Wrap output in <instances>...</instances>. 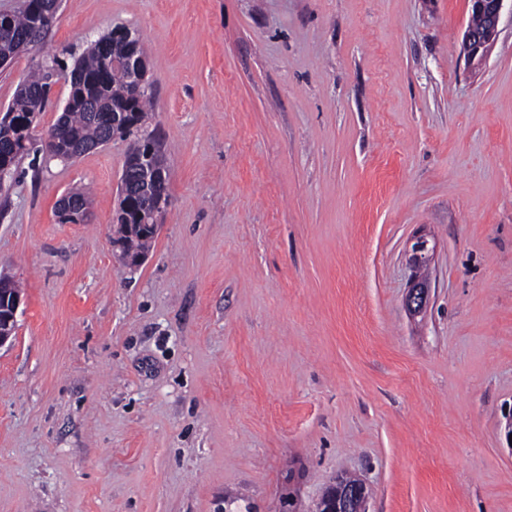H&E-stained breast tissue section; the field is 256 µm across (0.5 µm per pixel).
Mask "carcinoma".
<instances>
[{
  "instance_id": "obj_1",
  "label": "carcinoma",
  "mask_w": 512,
  "mask_h": 512,
  "mask_svg": "<svg viewBox=\"0 0 512 512\" xmlns=\"http://www.w3.org/2000/svg\"><path fill=\"white\" fill-rule=\"evenodd\" d=\"M55 22L52 11L42 16V24L35 26L23 7L12 12L8 29L0 27V54L14 59L19 53L37 46ZM127 44L120 37L107 34V44L90 47L76 62L82 73L77 81H70V111L59 115L48 133L37 139L29 134L20 139L16 128L0 122V162L17 166L32 153H42L53 159L61 149L78 156L98 142L114 137H134L126 155L123 169L127 171V191L121 204L129 203L142 209L155 196L166 195L146 183L141 172L151 166L163 167L165 160L160 143L147 134L138 136L147 117L149 86L136 88L129 80L123 61ZM53 76L42 65L32 70L18 87L10 109L16 117L26 120L36 117L48 103ZM129 113L128 125L112 126V113Z\"/></svg>"
}]
</instances>
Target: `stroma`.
Returning a JSON list of instances; mask_svg holds the SVG:
<instances>
[{"instance_id": "stroma-1", "label": "stroma", "mask_w": 512, "mask_h": 512, "mask_svg": "<svg viewBox=\"0 0 512 512\" xmlns=\"http://www.w3.org/2000/svg\"><path fill=\"white\" fill-rule=\"evenodd\" d=\"M469 0H62L0 68L123 27L168 200L112 246L127 144L23 159L0 189V512H512V12L468 67ZM90 190L89 219L60 197ZM431 305L404 306L411 238ZM0 277V348L15 334L17 328V311L21 304L18 285L12 280ZM370 492L361 480L337 475L317 502L315 512H368Z\"/></svg>"}]
</instances>
